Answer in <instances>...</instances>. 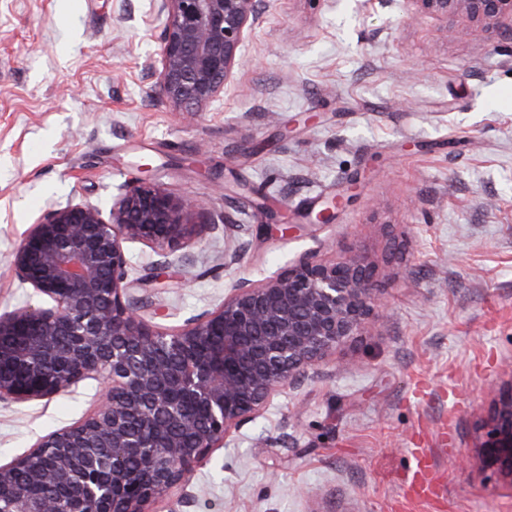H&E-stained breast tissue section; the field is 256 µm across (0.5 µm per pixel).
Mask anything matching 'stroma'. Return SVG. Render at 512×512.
<instances>
[{
  "label": "stroma",
  "mask_w": 512,
  "mask_h": 512,
  "mask_svg": "<svg viewBox=\"0 0 512 512\" xmlns=\"http://www.w3.org/2000/svg\"><path fill=\"white\" fill-rule=\"evenodd\" d=\"M401 0H271L233 80L197 121L149 96L152 0H0V311L32 302L10 268L41 214L109 206L151 179L202 199L216 231L196 267L148 291L152 324L219 306L240 278L359 253L383 321L275 395L162 512H512L476 448L512 386V37L462 39ZM270 141L257 154L255 142ZM290 217L344 200L329 224L258 232L257 192ZM242 260L225 266L240 241ZM100 388L0 402V461L71 424ZM430 502L404 498L416 452Z\"/></svg>",
  "instance_id": "obj_1"
}]
</instances>
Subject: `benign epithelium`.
Wrapping results in <instances>:
<instances>
[{"label":"benign epithelium","mask_w":512,"mask_h":512,"mask_svg":"<svg viewBox=\"0 0 512 512\" xmlns=\"http://www.w3.org/2000/svg\"><path fill=\"white\" fill-rule=\"evenodd\" d=\"M154 8L163 24L148 63L151 95L194 118L224 92L267 0H155ZM404 10L451 25L464 18L487 38L512 25V0H404ZM261 208L267 233L289 223L266 195ZM202 214L141 178L107 211L71 200L21 236L11 269L39 302L0 313V402L49 399L88 379L107 388L79 420L0 463V512H153L274 395L378 320L382 290L354 253L332 263L301 258L239 280L221 305L178 326L150 324L128 245L150 246L162 257L155 268H169L166 249L218 229L192 222ZM490 426L478 457L512 483V390Z\"/></svg>","instance_id":"benign-epithelium-1"}]
</instances>
